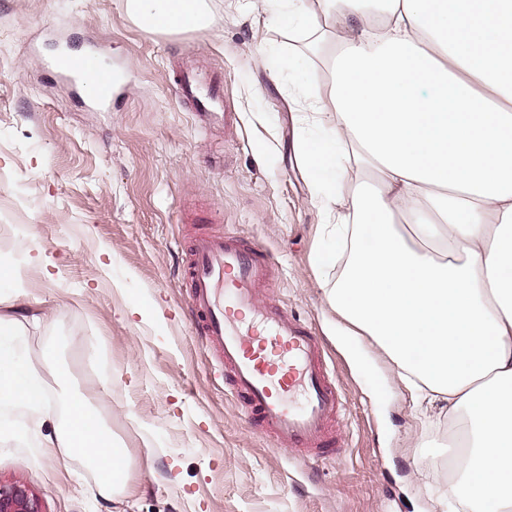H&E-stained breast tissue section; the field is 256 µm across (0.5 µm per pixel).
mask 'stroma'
<instances>
[{"label": "stroma", "mask_w": 512, "mask_h": 512, "mask_svg": "<svg viewBox=\"0 0 512 512\" xmlns=\"http://www.w3.org/2000/svg\"><path fill=\"white\" fill-rule=\"evenodd\" d=\"M125 2L0 0V260L34 239L42 261L22 267V287L45 321L20 335L24 360L57 353L50 390L102 414L126 490L103 498L82 458L8 438L0 479L45 512H436L460 426L429 423L384 355L353 369L319 285L336 271L311 261L321 216L290 100L323 98L326 67L307 31L290 32L286 0H207L211 26L173 34L142 29ZM54 42L111 62V104L57 88ZM175 64L223 76L233 124L204 126L181 107ZM223 230L275 258V298L325 343L343 400L338 454L299 459L254 432L194 335L182 252Z\"/></svg>", "instance_id": "stroma-1"}]
</instances>
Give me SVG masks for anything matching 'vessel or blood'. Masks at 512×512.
I'll use <instances>...</instances> for the list:
<instances>
[{
	"label": "vessel or blood",
	"instance_id": "vessel-or-blood-1",
	"mask_svg": "<svg viewBox=\"0 0 512 512\" xmlns=\"http://www.w3.org/2000/svg\"><path fill=\"white\" fill-rule=\"evenodd\" d=\"M58 84L77 85L96 69L92 98L111 102L112 67L90 53L62 52L52 61ZM180 104L205 123L222 124L224 79L190 69L173 72ZM274 262L234 233L196 234L183 258V279L194 330L248 423L276 446L312 458L338 450L340 395L322 341L269 294Z\"/></svg>",
	"mask_w": 512,
	"mask_h": 512
}]
</instances>
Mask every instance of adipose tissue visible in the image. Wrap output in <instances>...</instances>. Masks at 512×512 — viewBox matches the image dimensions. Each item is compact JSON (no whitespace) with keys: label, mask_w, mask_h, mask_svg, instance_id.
Instances as JSON below:
<instances>
[{"label":"adipose tissue","mask_w":512,"mask_h":512,"mask_svg":"<svg viewBox=\"0 0 512 512\" xmlns=\"http://www.w3.org/2000/svg\"><path fill=\"white\" fill-rule=\"evenodd\" d=\"M458 0H289L290 24L332 38L328 88L306 140L320 202L317 267L346 256L326 302L368 370L371 337L403 386L463 418L464 464L447 495L464 512H512V0H484L479 48L458 37ZM153 32L208 28L206 0H126ZM369 170L340 204L351 169ZM41 322L0 264V406L40 408L45 373L12 337ZM65 425L41 445L111 461L103 497L126 487L127 462L95 407L68 397Z\"/></svg>","instance_id":"ef3b65f1"}]
</instances>
